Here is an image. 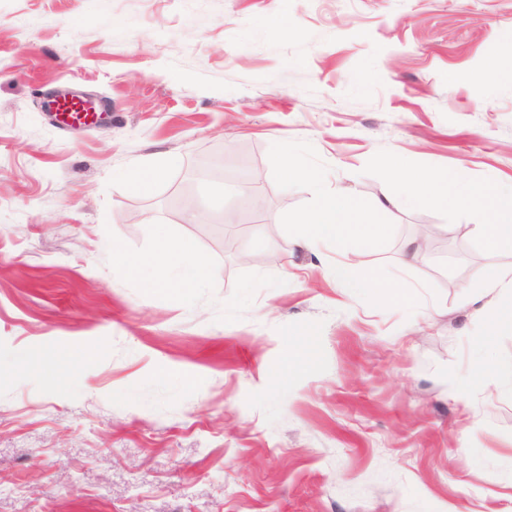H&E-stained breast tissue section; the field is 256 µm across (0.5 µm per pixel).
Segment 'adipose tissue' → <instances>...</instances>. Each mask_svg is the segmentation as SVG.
<instances>
[{
  "instance_id": "ef3b65f1",
  "label": "adipose tissue",
  "mask_w": 512,
  "mask_h": 512,
  "mask_svg": "<svg viewBox=\"0 0 512 512\" xmlns=\"http://www.w3.org/2000/svg\"><path fill=\"white\" fill-rule=\"evenodd\" d=\"M383 236V227L365 215L359 201L347 194L317 204L303 220L304 244L332 238L344 258L338 261L332 274L338 284L349 288L370 287V280L356 276L354 256L377 246ZM114 264L126 271L137 272L142 268L163 261L169 277L157 280L163 291L181 292L199 287L211 278L212 267L201 258L193 246L185 241H167L163 256L151 254L132 255L116 248L112 251Z\"/></svg>"
}]
</instances>
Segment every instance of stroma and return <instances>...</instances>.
I'll list each match as a JSON object with an SVG mask.
<instances>
[{"label": "stroma", "mask_w": 512, "mask_h": 512, "mask_svg": "<svg viewBox=\"0 0 512 512\" xmlns=\"http://www.w3.org/2000/svg\"><path fill=\"white\" fill-rule=\"evenodd\" d=\"M60 88L109 123L56 128ZM279 140L383 224L355 269L406 302L302 244ZM382 149L512 182V0H0V512H512V398L437 374L470 371L497 257L364 174ZM416 224L465 233L410 258ZM165 237L215 279L114 266ZM124 177L139 191H147L159 179L160 172L154 167L140 166L127 171ZM164 241L166 247L162 261L172 272V276L157 280V288L162 291L182 292L189 288H198L211 278L212 267L195 252L190 243L170 239Z\"/></svg>", "instance_id": "obj_1"}]
</instances>
